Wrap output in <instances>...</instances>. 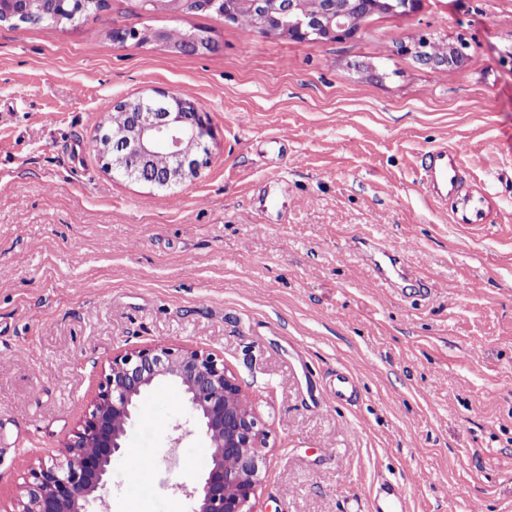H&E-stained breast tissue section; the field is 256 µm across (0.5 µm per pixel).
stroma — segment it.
Listing matches in <instances>:
<instances>
[{
	"instance_id": "35a3bbf8",
	"label": "stroma",
	"mask_w": 512,
	"mask_h": 512,
	"mask_svg": "<svg viewBox=\"0 0 512 512\" xmlns=\"http://www.w3.org/2000/svg\"><path fill=\"white\" fill-rule=\"evenodd\" d=\"M108 4L55 32L0 23V503L58 457L115 354L188 344L264 423L259 512H352L385 478L411 512H512V0H420L343 42ZM107 19L216 47L119 44ZM422 35L465 59L399 52ZM156 88L215 129L208 166L170 189L96 147L108 107ZM440 146L461 164L445 202L420 181ZM371 241L406 280H376ZM341 369L353 399L333 395ZM176 395L145 399L89 512H190L210 450L178 438ZM163 47H165L168 51L176 54H205L214 48V44L210 38L205 37L200 33L193 32L182 45L178 47Z\"/></svg>"
}]
</instances>
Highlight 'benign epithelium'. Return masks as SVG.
<instances>
[{
  "mask_svg": "<svg viewBox=\"0 0 512 512\" xmlns=\"http://www.w3.org/2000/svg\"><path fill=\"white\" fill-rule=\"evenodd\" d=\"M338 0H250L266 31V20L277 13L283 34L302 39L318 20L326 34L344 40L356 34V21L336 11ZM67 12V0H0V19L21 17L37 22L45 4ZM216 9L230 16L234 0H142L145 11L180 13ZM213 41L197 32L172 53L205 54ZM129 111L127 128L102 134L105 167L128 179L156 188H172L196 178L208 164L214 127L209 113L194 98L155 90L117 103ZM160 382L182 394L211 461L189 492L191 512H258L256 497L262 482L263 450L268 435L247 393L224 360L188 345L157 344L112 357L98 393L80 417L60 452V458L32 465L13 508L0 512H89L102 499L112 463L127 454V436L142 400Z\"/></svg>",
  "mask_w": 512,
  "mask_h": 512,
  "instance_id": "1",
  "label": "benign epithelium"
}]
</instances>
